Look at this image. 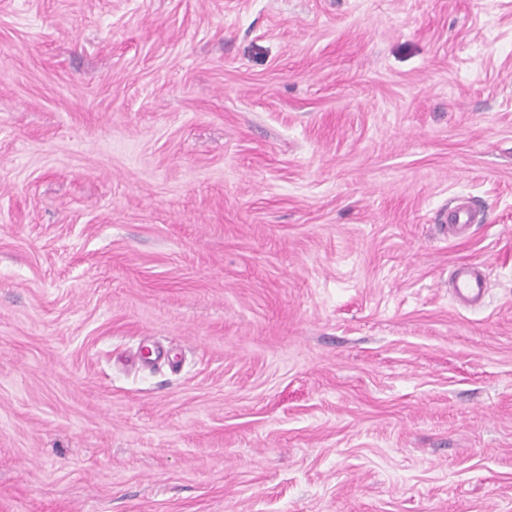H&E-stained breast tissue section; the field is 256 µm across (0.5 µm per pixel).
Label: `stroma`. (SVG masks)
<instances>
[{"mask_svg":"<svg viewBox=\"0 0 512 512\" xmlns=\"http://www.w3.org/2000/svg\"><path fill=\"white\" fill-rule=\"evenodd\" d=\"M0 512H512V0H0ZM444 222L448 226V237L459 238L469 234L474 216L464 203H459L444 217ZM449 288L459 303L478 305L487 292V277L478 264L459 263L450 274Z\"/></svg>","mask_w":512,"mask_h":512,"instance_id":"obj_1","label":"stroma"}]
</instances>
